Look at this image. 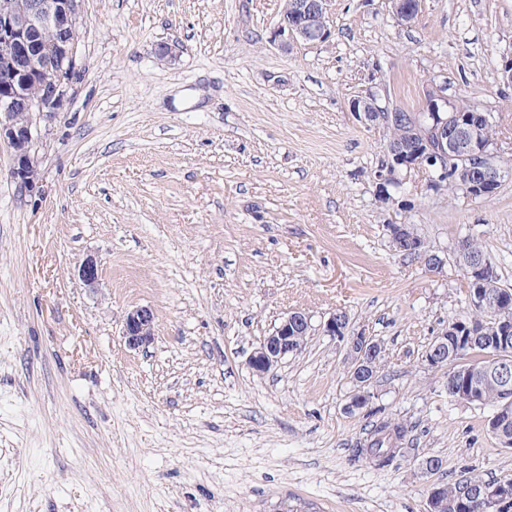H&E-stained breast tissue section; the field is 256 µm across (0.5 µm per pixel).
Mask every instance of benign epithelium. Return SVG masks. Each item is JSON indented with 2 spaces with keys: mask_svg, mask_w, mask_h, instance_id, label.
I'll use <instances>...</instances> for the list:
<instances>
[{
  "mask_svg": "<svg viewBox=\"0 0 512 512\" xmlns=\"http://www.w3.org/2000/svg\"><path fill=\"white\" fill-rule=\"evenodd\" d=\"M332 0H285L274 35L280 46L288 41L326 40L330 34ZM393 14L402 24L411 23L421 0H391ZM81 18V0H0V143L12 151L11 178L23 194L40 191L38 153L41 120L62 110L69 98L71 82L77 72V43ZM350 110L366 128L401 123L402 108L390 102L379 104V95L369 92L353 99ZM419 112L425 115L427 128L415 124L405 128L401 139L386 144V159L376 171L381 199L392 200L388 187L402 183L401 175L411 170L427 173V187L435 192L445 189L443 181L453 173L466 196L484 199L493 196L502 183L512 179V166L501 160L487 130L492 115L476 105L461 106L448 99L442 87L427 91ZM387 231L396 250L412 244L420 262L433 272L445 265V259L426 246L412 224H389ZM467 288L465 296L472 310L489 315L493 336L481 364H470L476 337L463 331L466 324L454 323V367L466 374L465 388L455 390L456 397L468 404L481 402L482 386L496 384L504 395L512 393V290L489 292L483 284L498 279L489 260L466 255L459 247L455 255ZM78 279L90 290L99 285L100 260L87 255L77 265ZM156 314L149 306L136 307L124 318L123 337L133 349L146 348L155 339ZM311 316L303 310L287 313L271 333L262 337L249 358L258 374L276 368L297 352L313 333ZM323 332L345 342L346 371L351 383L346 413L363 411L374 396L373 385L386 357L384 344L359 331H350L347 313L337 310L322 325ZM421 364L429 369L448 368V330H442L422 352ZM509 417L498 411L491 433L505 446L512 443L507 430ZM489 507L500 510L512 502V483L502 481L474 490ZM427 512H455L459 502L448 497V489L433 486Z\"/></svg>",
  "mask_w": 512,
  "mask_h": 512,
  "instance_id": "1",
  "label": "benign epithelium"
}]
</instances>
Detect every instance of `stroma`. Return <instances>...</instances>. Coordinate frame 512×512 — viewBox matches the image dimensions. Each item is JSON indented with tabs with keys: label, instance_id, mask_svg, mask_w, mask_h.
Masks as SVG:
<instances>
[{
	"label": "stroma",
	"instance_id": "obj_1",
	"mask_svg": "<svg viewBox=\"0 0 512 512\" xmlns=\"http://www.w3.org/2000/svg\"><path fill=\"white\" fill-rule=\"evenodd\" d=\"M284 0H83L78 76L40 123L42 192L0 144V512H426L432 485L512 476L490 406L420 363L470 315L461 267L405 259L387 225L439 254L483 245L512 286V179L487 199L375 173L387 131L350 110L373 91L418 111L430 82L496 121L512 156V0H333L331 35L278 47ZM175 53L162 57L161 43ZM101 260L97 290L75 276ZM157 316L129 349L124 316ZM315 331L265 374L250 354L285 313ZM381 340L369 409L344 411L336 310ZM409 433L388 467L354 450L372 422ZM441 471L419 469L425 457ZM156 314L149 306L136 307L124 318L123 337L126 345L133 350L146 348L155 339Z\"/></svg>",
	"mask_w": 512,
	"mask_h": 512
}]
</instances>
